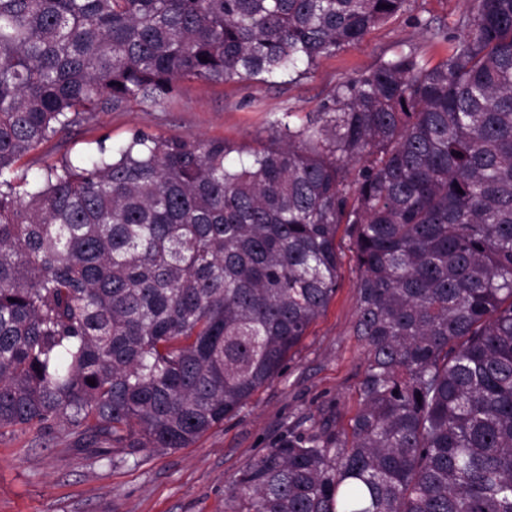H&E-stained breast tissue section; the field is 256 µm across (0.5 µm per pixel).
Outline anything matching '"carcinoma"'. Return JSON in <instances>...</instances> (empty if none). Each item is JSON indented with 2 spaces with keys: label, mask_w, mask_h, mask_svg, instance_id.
I'll list each match as a JSON object with an SVG mask.
<instances>
[{
  "label": "carcinoma",
  "mask_w": 512,
  "mask_h": 512,
  "mask_svg": "<svg viewBox=\"0 0 512 512\" xmlns=\"http://www.w3.org/2000/svg\"><path fill=\"white\" fill-rule=\"evenodd\" d=\"M406 2L0 0V430L190 447L326 311L345 224L360 408L348 433L288 429L229 489L237 512H512V0L256 147L138 130L18 167L182 80L312 66Z\"/></svg>",
  "instance_id": "obj_1"
}]
</instances>
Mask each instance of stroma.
<instances>
[{"label":"stroma","mask_w":512,"mask_h":512,"mask_svg":"<svg viewBox=\"0 0 512 512\" xmlns=\"http://www.w3.org/2000/svg\"><path fill=\"white\" fill-rule=\"evenodd\" d=\"M475 0H408L403 12L369 29L359 45L322 56L279 78L210 83L180 81L158 105L98 112L24 157L37 172L63 157L96 149L101 138L125 144L134 131L156 136L221 138L252 145L287 113L316 111L337 84L415 49L429 63L446 58L458 21ZM448 30L437 36V28ZM338 289L326 312L291 353L283 374L259 389L235 416L196 444L167 452L111 449L104 458L73 447L67 426L0 432V512H235L228 488L288 428H309L331 413L346 431L359 408L365 352L353 334L359 275L351 240L338 230Z\"/></svg>","instance_id":"obj_1"}]
</instances>
